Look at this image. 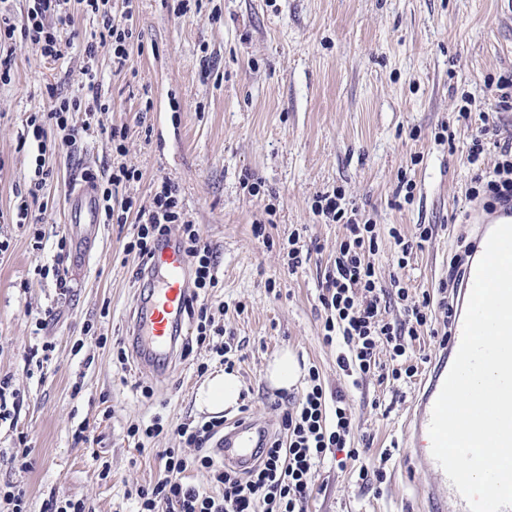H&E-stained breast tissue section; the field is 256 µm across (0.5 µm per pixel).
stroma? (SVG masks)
I'll return each instance as SVG.
<instances>
[{"label":"stroma","mask_w":512,"mask_h":512,"mask_svg":"<svg viewBox=\"0 0 512 512\" xmlns=\"http://www.w3.org/2000/svg\"><path fill=\"white\" fill-rule=\"evenodd\" d=\"M171 3L140 0L130 67L114 72L99 56L98 79L112 102L107 121L128 128L125 161L143 173L130 194L147 205L162 181L178 184L187 215L218 251L223 285L211 312L233 337L241 358L234 371L244 383L241 408L224 419L245 411L278 421L274 404L284 393L266 369L291 350L301 368H318L327 393H345L355 437L368 445L362 461L320 464V492L308 512H426L428 479L413 473L402 435L416 382L370 375L352 386L336 366L337 348L322 341L319 284L344 228L318 219L311 204L318 193L343 189L379 233L371 261L382 284L399 277L438 297L451 260L473 235L462 217L480 209L465 156L496 97L495 78L512 73V0H202L183 18ZM63 53L44 62L18 45L14 78L0 84V211L16 210L34 174L37 146L21 135L29 115L51 108L41 86L54 84L68 97L84 80L82 44ZM466 96L472 112L464 127L456 116ZM444 128L453 143L438 141ZM112 161L111 145L94 134L77 149H56L46 157L53 176L43 224L0 223V241L9 244L0 255V379L10 378L20 399L13 424L0 423V486L22 493L27 512H43L52 494L85 500L93 512H132L131 492L163 474L158 449L179 445L172 428L205 417L195 403L198 365L221 369L194 342L159 380L119 359L139 287L138 261L123 251L130 225H103L81 274L67 272L68 295L54 277L36 276L52 266L66 233L71 186L84 170L100 173ZM404 175L416 184L415 199L399 210L391 202ZM252 182L259 194L249 191ZM270 204L277 214L265 244L251 224ZM395 224L434 227L402 269L388 235ZM304 225L317 248L292 275L280 243ZM46 308L53 317L36 330L31 314ZM46 341L55 350L40 368L31 351ZM157 413L168 432L138 450L128 427ZM82 425L84 442L74 438ZM25 447V463L14 462ZM362 465L383 470L384 481L361 483Z\"/></svg>","instance_id":"35a3bbf8"}]
</instances>
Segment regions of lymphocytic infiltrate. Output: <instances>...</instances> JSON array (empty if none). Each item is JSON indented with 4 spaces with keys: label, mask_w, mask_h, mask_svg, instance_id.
Returning <instances> with one entry per match:
<instances>
[{
    "label": "lymphocytic infiltrate",
    "mask_w": 512,
    "mask_h": 512,
    "mask_svg": "<svg viewBox=\"0 0 512 512\" xmlns=\"http://www.w3.org/2000/svg\"><path fill=\"white\" fill-rule=\"evenodd\" d=\"M138 8L139 0H24L17 10L12 0H0V84H10L14 77L17 45H30L40 60L55 62L61 58L63 46L80 36L76 12L96 19L98 35L84 49L83 93L63 98L56 86L46 85L52 107L44 116H29L28 131L42 154L60 145H76L89 132L109 141L117 156L111 171L103 175L88 169L82 174L83 179L95 182L100 192L104 223H132L134 232L123 251L142 262L151 256L156 240L169 234L171 225H180L192 284L196 294L204 295L220 285L217 255L188 219L178 185L162 182L147 207L127 194V187L139 182L143 174L121 161L126 152V127L102 119L112 104L99 91L95 63L99 54L106 53L116 71L128 66ZM494 131V124L483 123L472 136L466 156L468 164L478 170L474 181L488 211L512 202V145L502 146V159L493 170L480 168L484 142ZM312 210L345 229L319 295L326 312L322 340L338 346V369L355 381L372 373L382 380H412L418 367L410 362L409 345L421 334L434 331L436 325L448 324L454 315L452 305L444 298L432 301L426 292L413 294L409 285L398 279L391 288L380 285L368 260L379 248L376 227L348 208L342 190L316 195ZM391 303L400 305L402 319H385ZM384 347L390 355L386 365L379 360ZM308 376L302 396L281 417L283 437L271 438L268 447L260 450L258 463L248 471L224 468L212 454L210 446L223 430L222 419L177 426L174 434L180 446L159 450L164 475L153 486L137 489L136 512H307L317 467L325 457L342 453L356 461L363 454L352 444L354 421L345 394L327 398L317 367H310ZM185 447L190 450L186 456L181 453ZM190 472L206 474L210 483L221 486V493L214 495L205 486L187 482Z\"/></svg>",
    "instance_id": "f902f5d3"
}]
</instances>
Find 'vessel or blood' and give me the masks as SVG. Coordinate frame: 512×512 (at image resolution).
<instances>
[{"instance_id": "obj_1", "label": "vessel or blood", "mask_w": 512, "mask_h": 512, "mask_svg": "<svg viewBox=\"0 0 512 512\" xmlns=\"http://www.w3.org/2000/svg\"><path fill=\"white\" fill-rule=\"evenodd\" d=\"M100 212V199L92 184L84 182L72 189L66 223L72 234L76 267L85 265L98 243ZM139 279L141 289L129 313L124 341L143 372L162 377L172 367L178 340L189 333L185 314L192 298L191 273L180 240L170 237L160 242L148 265L140 267ZM463 320V315H456L448 343L426 371L403 426L404 444L414 451V469L433 478L426 487L433 508L437 510L448 501L453 512H469V506L433 458L428 428L434 403L461 343ZM270 437L266 420L243 416L225 424L220 444L225 467L248 470Z\"/></svg>"}]
</instances>
